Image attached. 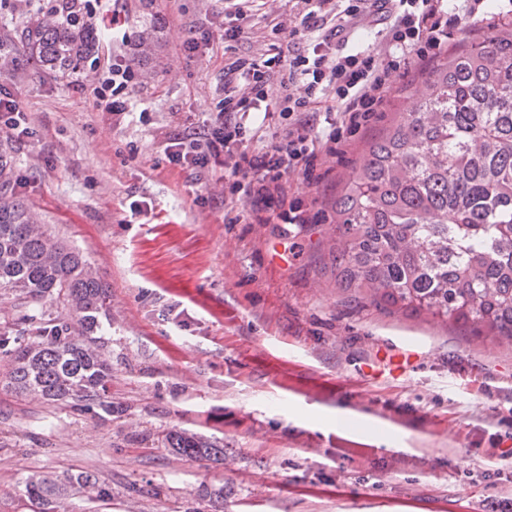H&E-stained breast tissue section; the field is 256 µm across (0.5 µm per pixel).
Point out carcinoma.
Listing matches in <instances>:
<instances>
[{
  "label": "carcinoma",
  "mask_w": 512,
  "mask_h": 512,
  "mask_svg": "<svg viewBox=\"0 0 512 512\" xmlns=\"http://www.w3.org/2000/svg\"><path fill=\"white\" fill-rule=\"evenodd\" d=\"M22 36L37 65L63 73L99 41L93 28L52 16L30 19ZM155 37L140 38L137 62L154 54ZM409 97L414 109L392 113L332 205L336 284L366 307L428 313L512 345V23L448 50ZM7 165L0 154V294L23 311L16 320L0 308V387L110 416L107 288L15 195ZM166 442L191 461L224 457L197 432L171 431ZM21 496L30 512H67L76 497L104 502L112 491L87 472L32 474Z\"/></svg>",
  "instance_id": "cac0c4a2"
}]
</instances>
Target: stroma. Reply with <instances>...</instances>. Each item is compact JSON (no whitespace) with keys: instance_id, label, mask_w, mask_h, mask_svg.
<instances>
[{"instance_id":"obj_1","label":"stroma","mask_w":512,"mask_h":512,"mask_svg":"<svg viewBox=\"0 0 512 512\" xmlns=\"http://www.w3.org/2000/svg\"><path fill=\"white\" fill-rule=\"evenodd\" d=\"M49 7L0 8V88L34 131H0V152L15 194L110 288L103 339L120 410L99 418L0 392V512H24L32 472L88 471L111 489L107 509L76 498L70 512H480L486 498L512 499V464L493 457L512 435V347L353 307L336 286L331 204L381 120L317 184L289 174L288 193L319 223H225L223 167L197 176L165 156L224 97V0H120L129 42L100 39L73 75L37 70L20 42ZM505 15L512 0H485L451 45L482 41ZM158 17L135 113L98 110L113 55ZM193 29L212 40L189 59ZM135 200L146 214L131 215ZM340 410L378 420L385 442L337 431ZM173 429L223 442V459H181L164 443Z\"/></svg>"}]
</instances>
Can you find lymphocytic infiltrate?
<instances>
[{
  "instance_id": "1",
  "label": "lymphocytic infiltrate",
  "mask_w": 512,
  "mask_h": 512,
  "mask_svg": "<svg viewBox=\"0 0 512 512\" xmlns=\"http://www.w3.org/2000/svg\"><path fill=\"white\" fill-rule=\"evenodd\" d=\"M287 47L271 46L265 59L239 58L224 66V101L191 132L170 136L165 155L183 170L224 167V221L228 224H313L318 214L298 196H287L288 173L320 181L323 158L342 155L350 138L385 111L395 80L439 57L451 27L475 15L449 0H288ZM264 0H224V48L232 50L261 18ZM381 27L372 46L350 49L347 34ZM110 76L96 88L95 106L128 111L137 73L124 56L112 59ZM338 118L318 123L326 101ZM279 115L278 126L266 120Z\"/></svg>"
}]
</instances>
